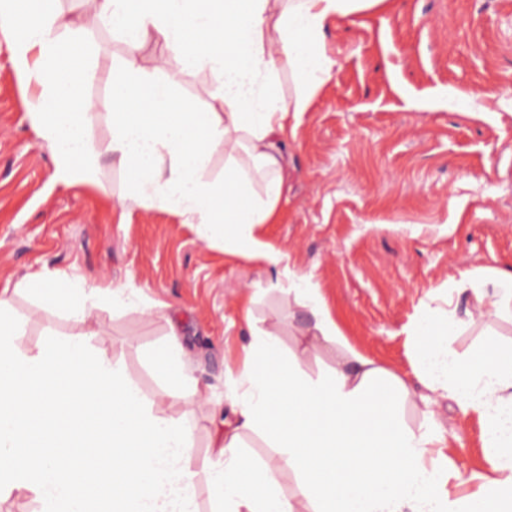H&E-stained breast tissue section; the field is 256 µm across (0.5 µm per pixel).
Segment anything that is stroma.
<instances>
[{
    "label": "stroma",
    "instance_id": "1",
    "mask_svg": "<svg viewBox=\"0 0 512 512\" xmlns=\"http://www.w3.org/2000/svg\"><path fill=\"white\" fill-rule=\"evenodd\" d=\"M62 23L83 25V95L97 104L86 130L100 156L98 183L53 181L51 151L28 117L30 92L14 76L12 36L0 31V292L15 290L29 345L46 330L69 332L56 312L16 286L40 267L85 276L95 286H133L147 307L102 306L96 352L120 359L146 395L161 384L149 354L166 333V310L185 319L194 374L205 386L191 419L193 460L207 453L208 413L226 374L243 364L248 328L276 326L281 344L302 338L293 296L263 292L275 272L201 239L182 217L124 202L113 169L105 72L125 48L93 26L92 0H59ZM333 77L288 135L280 220L260 239L297 274L318 282L347 340L404 378L412 371L403 330L419 301L449 275L512 266V0H394L331 22ZM167 58L178 95L208 107L219 78L147 39L141 56ZM466 96L447 108L446 95ZM512 342V312L478 310L452 340L458 351ZM457 465L479 471L477 420L437 409Z\"/></svg>",
    "mask_w": 512,
    "mask_h": 512
}]
</instances>
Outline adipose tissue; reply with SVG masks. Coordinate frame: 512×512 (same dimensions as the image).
I'll use <instances>...</instances> for the list:
<instances>
[{
    "label": "adipose tissue",
    "mask_w": 512,
    "mask_h": 512,
    "mask_svg": "<svg viewBox=\"0 0 512 512\" xmlns=\"http://www.w3.org/2000/svg\"><path fill=\"white\" fill-rule=\"evenodd\" d=\"M58 0H0V29L12 34L14 74L32 88L30 119L51 148L55 182L91 185L98 167L85 130L97 111L81 92L83 44L57 34ZM390 0H99L96 23L111 26L128 53L108 72L111 159L126 200L185 217L200 237L276 268L258 229L279 220L285 158L277 146L331 80L325 29L335 19ZM209 68L220 89L209 109L182 100L164 79L167 61L144 66L148 37ZM294 82L282 99V71ZM224 151L222 179L207 168ZM23 291L61 314L67 334L26 341L28 320L0 293V498L29 499L35 512H199L205 480L212 512H512V345L463 355L450 339L467 322L461 306L489 293L512 299V271L448 278L430 289L404 328L413 374L435 398L480 425L483 471L449 460L435 418L402 420L407 380L345 338L317 284L288 273L268 292L293 293L305 319L302 353L275 332L254 330L245 364L214 407L208 457L191 465L188 424L203 387L183 348L182 322L167 316L165 343L151 355L163 384L147 397L123 364L93 351V312L143 303L140 289L100 288L78 275L26 274ZM335 347L336 364L313 378L305 354ZM180 404L173 417L165 408ZM274 453L258 459L250 434ZM296 478L294 494L279 483Z\"/></svg>",
    "instance_id": "1"
}]
</instances>
